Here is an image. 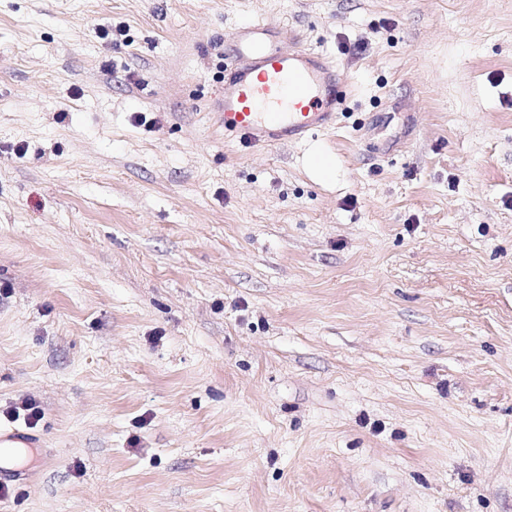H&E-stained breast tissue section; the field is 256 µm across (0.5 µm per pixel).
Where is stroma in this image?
<instances>
[{
    "label": "stroma",
    "mask_w": 512,
    "mask_h": 512,
    "mask_svg": "<svg viewBox=\"0 0 512 512\" xmlns=\"http://www.w3.org/2000/svg\"><path fill=\"white\" fill-rule=\"evenodd\" d=\"M258 18L334 127L225 137ZM1 286L0 512H512V0H0ZM304 163L308 173L316 180L329 183L336 180L338 162L321 145L314 144L307 151Z\"/></svg>",
    "instance_id": "stroma-1"
}]
</instances>
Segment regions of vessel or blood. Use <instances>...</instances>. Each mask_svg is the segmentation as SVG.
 Segmentation results:
<instances>
[{"instance_id": "b4317fda", "label": "vessel or blood", "mask_w": 512, "mask_h": 512, "mask_svg": "<svg viewBox=\"0 0 512 512\" xmlns=\"http://www.w3.org/2000/svg\"><path fill=\"white\" fill-rule=\"evenodd\" d=\"M346 81L322 52L284 37L265 20L237 28L213 112L225 135L277 146L331 128Z\"/></svg>"}]
</instances>
